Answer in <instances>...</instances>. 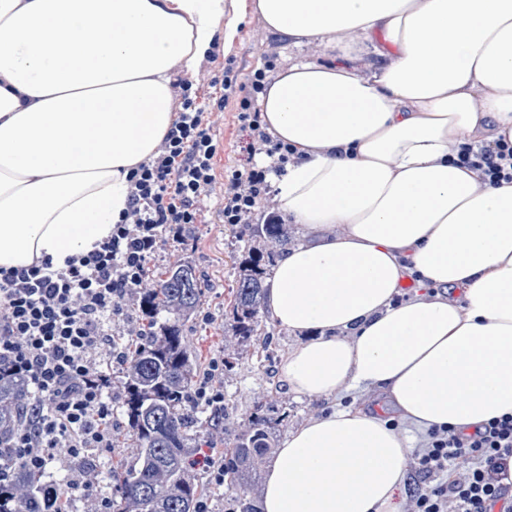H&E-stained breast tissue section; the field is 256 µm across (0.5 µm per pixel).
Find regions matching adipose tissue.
<instances>
[{
    "mask_svg": "<svg viewBox=\"0 0 512 512\" xmlns=\"http://www.w3.org/2000/svg\"><path fill=\"white\" fill-rule=\"evenodd\" d=\"M224 0H0V267L87 254L129 209L130 174L172 121L170 73L194 77ZM300 45L355 32L362 75L301 60L257 106L292 145L272 177L304 231L266 305L301 335L280 371L295 393L382 391L421 431L512 414V183L448 160L512 141V0H258ZM314 102L327 112L310 111ZM415 282L412 297L401 289ZM408 437L361 409L288 433L263 512H383Z\"/></svg>",
    "mask_w": 512,
    "mask_h": 512,
    "instance_id": "ef3b65f1",
    "label": "adipose tissue"
}]
</instances>
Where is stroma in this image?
Returning <instances> with one entry per match:
<instances>
[{
	"instance_id": "1",
	"label": "stroma",
	"mask_w": 512,
	"mask_h": 512,
	"mask_svg": "<svg viewBox=\"0 0 512 512\" xmlns=\"http://www.w3.org/2000/svg\"><path fill=\"white\" fill-rule=\"evenodd\" d=\"M222 25L234 27L231 43L216 40L203 57L197 74L192 79L194 90L209 106V120L220 144L215 159L214 190L204 200V211L199 224L186 233V245L179 255L169 248H161L156 256L157 266L165 267L175 260L191 262L199 275L204 296L197 312L186 322L184 334L189 347L201 363L223 357L226 361L220 383L224 389L225 417L211 430L209 440L215 456H223L225 448L249 429V419L256 402L272 407L279 424L271 440L272 448H279L288 432L305 424L311 418L335 408L353 407L370 411L385 404L383 393L344 390L325 398L301 395L289 391L282 382L280 366L286 354L295 348L300 338L266 320L264 333L250 341H241L232 330V304L237 288L239 263L244 258V244L240 234L221 221L224 205L225 173L240 162L242 133L236 118L237 98L226 95L220 84L225 69H232L238 84H247L253 69L272 60L274 72L303 60L327 62L345 57L347 64L362 73H370L378 59L371 54L367 41L356 35H340L324 43L296 46L267 32L265 22L256 7V0H224ZM124 368L112 367V386L109 397L115 410L112 419L116 431L112 450L108 453L89 451L88 458L98 475L97 490L106 497H114L115 483L110 475L115 466L131 460L134 450L125 436L122 408Z\"/></svg>"
}]
</instances>
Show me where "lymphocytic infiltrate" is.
Returning <instances> with one entry per match:
<instances>
[{
    "label": "lymphocytic infiltrate",
    "mask_w": 512,
    "mask_h": 512,
    "mask_svg": "<svg viewBox=\"0 0 512 512\" xmlns=\"http://www.w3.org/2000/svg\"><path fill=\"white\" fill-rule=\"evenodd\" d=\"M267 71L255 69L238 87L237 120L245 137L240 167L224 178L223 223L280 224L271 208L270 174L281 175L294 154L260 120L256 96ZM219 144L191 83L180 86L179 108L158 150L131 176V223L117 224L97 249L53 268L45 261L30 267L0 269V371L23 378L31 395L25 423L13 434L7 457L0 458V506L9 502L15 466L45 473L63 458H82L95 448L111 450L112 364L100 362L110 351L112 324L136 305L160 246L183 245L190 225L199 223L203 201L215 184ZM454 163L480 169L492 186L512 183V142L500 138L473 150L454 147ZM467 468L446 473L457 460ZM512 467V415L505 414L469 435L455 428L431 430L415 457L414 487L407 512H495L512 501L506 482ZM44 512H69V500L110 512L90 476L68 489L45 488Z\"/></svg>",
    "instance_id": "obj_1"
}]
</instances>
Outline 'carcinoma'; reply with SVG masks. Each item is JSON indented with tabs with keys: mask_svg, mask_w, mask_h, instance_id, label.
I'll list each match as a JSON object with an SVG mask.
<instances>
[{
	"mask_svg": "<svg viewBox=\"0 0 512 512\" xmlns=\"http://www.w3.org/2000/svg\"><path fill=\"white\" fill-rule=\"evenodd\" d=\"M250 231L265 239L268 249L248 246V258L239 269L232 312L235 335L244 341L258 335L266 317L264 279L274 249L290 242L284 224H256ZM148 276L157 287L145 289L140 297L147 318L144 333L120 343L128 353L124 416L136 452L113 478L125 505L122 512H198L204 487L190 474L189 458L220 423L218 413L202 419L188 407L198 360L186 344L184 326L200 306L203 291L189 262L151 269ZM25 398L23 380L0 377V447L15 432ZM275 422L253 413L249 430L224 452V486L234 512H261L242 479L270 453L269 429ZM11 489L12 506L42 512L41 476L18 467Z\"/></svg>",
	"mask_w": 512,
	"mask_h": 512,
	"instance_id": "carcinoma-1",
	"label": "carcinoma"
}]
</instances>
